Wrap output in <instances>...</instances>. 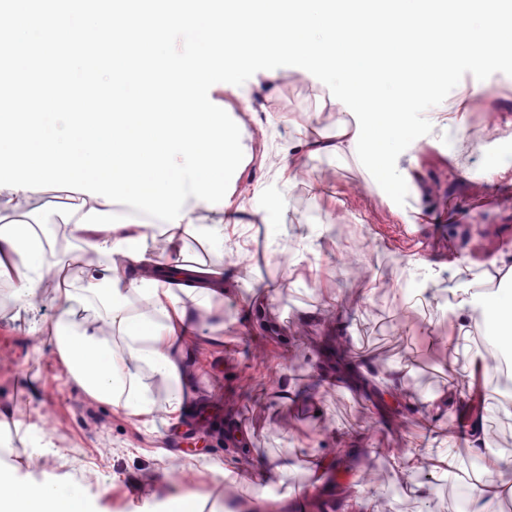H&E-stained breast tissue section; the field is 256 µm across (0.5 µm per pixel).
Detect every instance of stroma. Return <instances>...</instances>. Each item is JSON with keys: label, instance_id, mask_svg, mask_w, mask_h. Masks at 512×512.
<instances>
[{"label": "stroma", "instance_id": "1", "mask_svg": "<svg viewBox=\"0 0 512 512\" xmlns=\"http://www.w3.org/2000/svg\"><path fill=\"white\" fill-rule=\"evenodd\" d=\"M276 87L254 86L268 113H240L247 161L233 184L244 204L237 234L249 261L212 252L194 232L182 235L188 265L223 271L224 291L197 317L186 342L188 379L200 419L143 425L124 410L89 398L71 383L62 361L13 319V290L0 282V405L13 415L0 427L19 479L69 478L82 485L95 512H127L131 499L160 504L187 492L240 505L245 488L225 485L207 468L221 460L245 471L272 459L289 467L266 496L307 490L310 512H344L343 488L372 480L373 512H465L470 487L428 466L399 477L391 452L426 445L470 418L495 430L489 450L501 459L497 481H512V403L497 396L494 375L472 397L432 420L426 401L442 391L449 370L463 372L477 335L460 337L453 310L477 288H507L489 277L493 260L512 261V73L493 66L464 109L475 136L428 135L398 163L414 178L410 208L399 211L365 181L360 164L322 154L295 183L276 171L289 132L316 123L333 127L338 109L317 79L282 65ZM496 158L500 173L485 161ZM283 203L278 224L254 222L250 211ZM464 267L455 275V267ZM288 326L287 339L258 332L253 300ZM380 374L401 368L398 397L368 389L360 367ZM290 388L292 404L274 397ZM45 429L54 446L38 462L30 435ZM310 456L339 460L342 471L309 488ZM180 464L195 479L173 485L164 473Z\"/></svg>", "mask_w": 512, "mask_h": 512}]
</instances>
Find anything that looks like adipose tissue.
<instances>
[{
	"label": "adipose tissue",
	"mask_w": 512,
	"mask_h": 512,
	"mask_svg": "<svg viewBox=\"0 0 512 512\" xmlns=\"http://www.w3.org/2000/svg\"><path fill=\"white\" fill-rule=\"evenodd\" d=\"M370 0H347L345 11L323 0H296L295 8L259 13L254 0H236L232 12H172L163 19L130 9L127 27L162 25L177 44L165 58L157 79L173 112L159 120L133 106L141 97L139 63L129 54L113 55L108 82L114 98L128 102L112 115V128L96 138L92 149L77 155L53 154L39 128L0 135V160L20 155L43 158L38 177L0 182L17 209L35 217L45 183L72 188L61 217L83 236L97 257L94 268L81 270L64 291L65 309L46 341L62 360L68 379L93 400L123 409L142 423L158 413L181 415L190 388L182 373L185 336L195 331V315L209 312L206 289L173 277L182 254L181 227H191L212 249L223 251L224 229L235 217L228 193L242 163L246 128L219 100L246 82L253 57L239 40L268 46L289 60L294 73L321 78L339 89L343 116L335 127L309 126L289 136L278 174L294 183L308 159L323 153L366 159L378 172L383 194L406 198L412 190L407 170L393 166L394 156L418 143L433 129L467 138L471 129L455 105L434 101L431 88L441 67L440 55L452 52L474 81L495 62L512 55V24L498 11H467L450 26H439L432 0H386V23L392 36L384 54H373ZM486 53L473 52L474 44ZM369 116L367 126L351 125L346 115ZM111 151V166H96L99 153ZM163 236L168 255L148 242ZM45 245L30 227L0 222V277L14 285V320L29 331L31 301L40 292L46 269ZM153 265L163 279L149 283L128 279L136 265ZM161 314L155 325L152 314ZM461 332L474 325L494 328L499 343L512 346V303L500 291L461 298L455 308ZM118 329L123 349L101 335V325ZM165 386V406H157L156 386ZM0 512H89L80 486L71 480L51 484L20 481L14 470L0 468Z\"/></svg>",
	"instance_id": "obj_1"
}]
</instances>
